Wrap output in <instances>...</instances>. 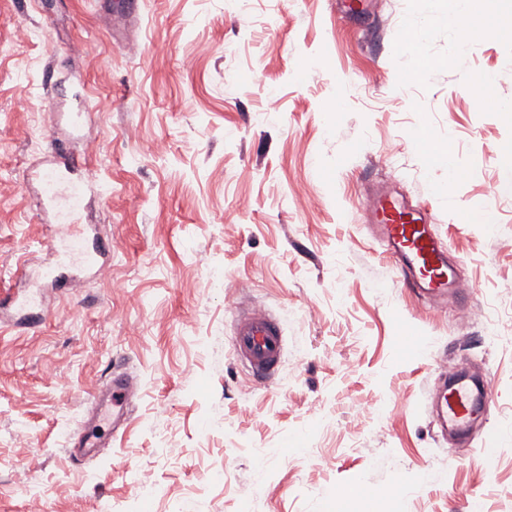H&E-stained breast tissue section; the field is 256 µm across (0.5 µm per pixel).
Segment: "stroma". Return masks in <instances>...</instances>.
I'll return each mask as SVG.
<instances>
[{
	"label": "stroma",
	"mask_w": 512,
	"mask_h": 512,
	"mask_svg": "<svg viewBox=\"0 0 512 512\" xmlns=\"http://www.w3.org/2000/svg\"><path fill=\"white\" fill-rule=\"evenodd\" d=\"M102 11L0 0V289L61 272L28 188L51 144L86 159L83 221L112 247L38 328H0V512H512V446L473 449L512 424V0H480L463 43L425 24L415 55L424 0H377L367 31L336 0ZM372 183L432 207L468 296L402 288L362 223ZM250 306L285 337L259 384L232 347ZM460 360L495 383L469 444L429 400ZM116 367L140 397L74 458Z\"/></svg>",
	"instance_id": "stroma-1"
}]
</instances>
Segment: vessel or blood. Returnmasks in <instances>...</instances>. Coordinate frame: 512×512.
Returning a JSON list of instances; mask_svg holds the SVG:
<instances>
[{"label": "vessel or blood", "instance_id": "vessel-or-blood-1", "mask_svg": "<svg viewBox=\"0 0 512 512\" xmlns=\"http://www.w3.org/2000/svg\"><path fill=\"white\" fill-rule=\"evenodd\" d=\"M83 158L52 148L46 165L35 172L39 184V204L53 210L63 234L52 252L59 260L73 261L89 267L107 260L111 254L102 239H88L77 223L86 185L66 181L68 173L81 169ZM367 227L385 247L397 278L413 293L447 304L449 296H463L448 251L435 230V215L427 207L411 204L396 189L381 186L369 193L364 210ZM233 344L258 381L271 378L280 364L284 340L279 323L265 311L253 308L241 314L236 322ZM466 368L456 365L449 373L448 384L438 387L433 400L445 422L464 428L483 416L484 392L472 386ZM133 379L116 375L108 388L97 394V405L113 421L127 417L130 400L136 394Z\"/></svg>", "mask_w": 512, "mask_h": 512}]
</instances>
